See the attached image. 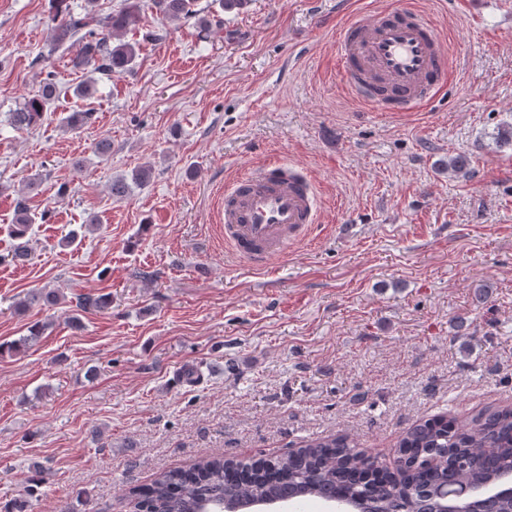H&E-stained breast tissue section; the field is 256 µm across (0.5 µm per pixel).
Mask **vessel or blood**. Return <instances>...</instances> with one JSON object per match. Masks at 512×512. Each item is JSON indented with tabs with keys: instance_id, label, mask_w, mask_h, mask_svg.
I'll return each instance as SVG.
<instances>
[{
	"instance_id": "obj_1",
	"label": "vessel or blood",
	"mask_w": 512,
	"mask_h": 512,
	"mask_svg": "<svg viewBox=\"0 0 512 512\" xmlns=\"http://www.w3.org/2000/svg\"><path fill=\"white\" fill-rule=\"evenodd\" d=\"M337 59L349 94L366 108L391 114L426 106L451 79L447 41L412 0L351 12ZM219 201L225 249L257 270L320 228L313 180L296 165L268 162L225 185Z\"/></svg>"
}]
</instances>
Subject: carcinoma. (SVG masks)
Here are the masks:
<instances>
[{
    "label": "carcinoma",
    "mask_w": 512,
    "mask_h": 512,
    "mask_svg": "<svg viewBox=\"0 0 512 512\" xmlns=\"http://www.w3.org/2000/svg\"><path fill=\"white\" fill-rule=\"evenodd\" d=\"M65 3L51 0L57 21L53 41L59 46H77L73 68L91 69V76L73 88L76 98L87 99L96 93L99 81L133 70L140 42L126 41L124 36L138 29L142 5L140 0H124L120 8L97 18L89 11L69 12L63 8ZM148 7L170 22L195 15L194 0H149ZM56 89L49 72L38 94L9 113V124L16 130L37 126ZM93 116L75 109L59 120V126L75 132L90 124ZM151 177L150 169L140 168L132 174V182L142 187ZM130 183L123 176L112 179L111 197L124 199ZM46 217L45 211L38 213L23 202L18 204L10 230L17 241L15 257L31 255L32 227ZM34 301L56 305L59 295L52 290L32 292L20 305ZM109 305L104 295L86 294L77 301L83 311L104 310ZM396 452L410 455L411 462L422 458L396 483L364 482L362 473L373 467L374 458L356 450L348 437L337 436L310 441L296 455L261 465L204 457L188 467L156 474L149 483L131 488L128 498L133 512H224L226 501L247 505L244 512H256L254 503L336 496L361 512H402L412 496L415 512H429V502L443 491L450 498L468 499L512 473V407L488 409L464 423L444 415L429 419L408 431L397 442Z\"/></svg>",
    "instance_id": "cac0c4a2"
}]
</instances>
